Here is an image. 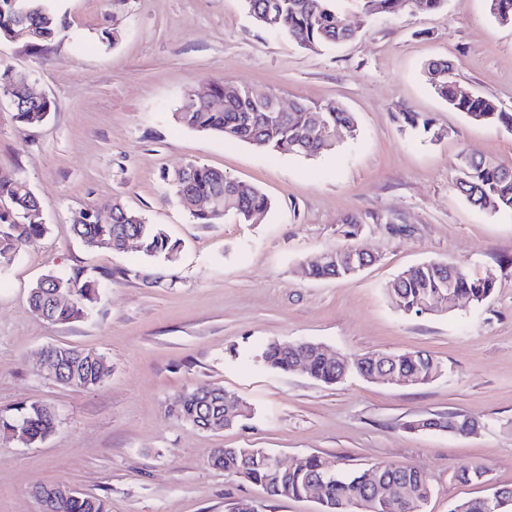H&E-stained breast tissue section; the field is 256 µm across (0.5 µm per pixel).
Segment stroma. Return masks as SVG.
Masks as SVG:
<instances>
[{"instance_id":"1","label":"stroma","mask_w":512,"mask_h":512,"mask_svg":"<svg viewBox=\"0 0 512 512\" xmlns=\"http://www.w3.org/2000/svg\"><path fill=\"white\" fill-rule=\"evenodd\" d=\"M63 23L50 49L0 40V65L31 76L54 103L24 127L0 101V171L24 180L48 233L0 272V411L39 402L55 431L27 445L0 436V512H40L31 487L64 484L105 498L109 512H227L251 497L261 512H318L316 502L273 499L210 464L217 448H263L283 462L306 454L359 470L377 462L423 469L424 512H450L490 486L512 487V214L470 206L456 190L460 152L512 166V130L469 120L430 84L427 65H453L461 87L512 112V25L485 0L407 6L363 21L341 0L356 40L313 53L254 23L243 0H47ZM115 31L112 46L102 34ZM228 80L352 112L354 138L306 159L196 132L172 115L188 89ZM446 130L435 141L400 127L398 107ZM204 164L256 185L271 206L256 224L196 223L161 175ZM122 201L182 243L175 264L136 247L87 249L71 224ZM376 261L352 279L308 280L300 263L343 245L344 221ZM447 259L475 277L494 273L482 305L451 314H403L384 288L402 271ZM150 268L151 279L139 277ZM83 270L111 281L89 314L55 325L29 293L46 274ZM310 340L336 356L423 350L445 367L417 386L359 376L327 386L302 371L275 373L255 357L270 341ZM74 346L109 373L83 390L50 378L41 353ZM223 388L252 419L203 431L173 416L185 391ZM464 412L476 434L410 431L409 420ZM484 466L491 485L452 482Z\"/></svg>"}]
</instances>
